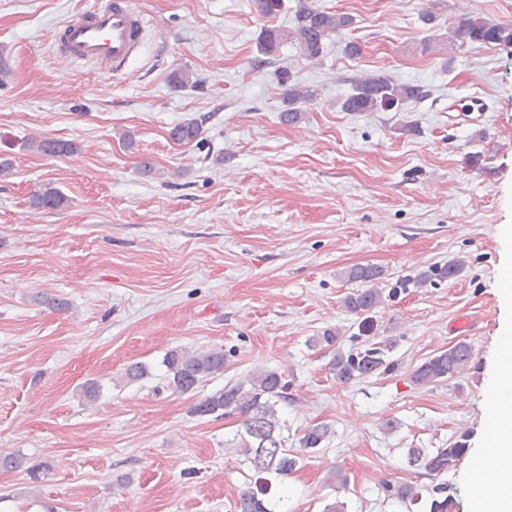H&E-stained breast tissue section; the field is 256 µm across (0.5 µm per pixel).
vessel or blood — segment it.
Segmentation results:
<instances>
[{"mask_svg":"<svg viewBox=\"0 0 512 512\" xmlns=\"http://www.w3.org/2000/svg\"><path fill=\"white\" fill-rule=\"evenodd\" d=\"M145 36L146 22L134 0H97L62 24L56 50L70 63L117 76L137 55Z\"/></svg>","mask_w":512,"mask_h":512,"instance_id":"obj_1","label":"vessel or blood"}]
</instances>
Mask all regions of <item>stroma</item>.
I'll use <instances>...</instances> for the list:
<instances>
[{"label":"stroma","instance_id":"35a3bbf8","mask_svg":"<svg viewBox=\"0 0 512 512\" xmlns=\"http://www.w3.org/2000/svg\"><path fill=\"white\" fill-rule=\"evenodd\" d=\"M95 2L0 0L10 70L0 158L13 164L0 177V451L51 467L37 484L0 471V512H235L251 476L225 446L240 420L191 409L268 369L290 386L280 411L289 442L309 426L332 429L273 483L289 512L335 501L346 512H427L423 500L409 511L387 501L382 487L429 485L409 449L463 435L469 452L441 479L455 512H472L512 254V47L418 46L431 34L425 11L444 29L473 13L512 24V0H315L353 23L312 61L286 42L266 58L257 50L264 29L291 26L296 0L269 17L255 0H135L148 32L115 77L54 51L57 28ZM348 40L361 55H346ZM177 70L193 83L173 87ZM377 72L429 95L399 112L343 111L353 81ZM289 84L315 92L293 125L280 120ZM474 94L486 112L449 119L452 101ZM192 119L201 135L173 142L171 128ZM34 138L79 150L41 156ZM145 158L155 174L140 172ZM47 183L64 204L30 208ZM456 260L453 278L395 289ZM367 264L391 294L365 318L344 300L358 288L348 271ZM327 330L346 350L390 341L395 369L340 384L331 348L314 343ZM463 339L470 368L415 382L419 364ZM175 347L223 351V374L188 394L164 389L160 363ZM137 362L152 377L121 383ZM91 381L102 386L92 404L82 396Z\"/></svg>","mask_w":512,"mask_h":512}]
</instances>
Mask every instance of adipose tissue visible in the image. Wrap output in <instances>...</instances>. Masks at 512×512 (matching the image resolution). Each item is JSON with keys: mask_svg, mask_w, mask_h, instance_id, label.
Returning a JSON list of instances; mask_svg holds the SVG:
<instances>
[{"mask_svg": "<svg viewBox=\"0 0 512 512\" xmlns=\"http://www.w3.org/2000/svg\"><path fill=\"white\" fill-rule=\"evenodd\" d=\"M502 334L488 384L484 445L490 453L481 466L473 512H512V321L503 324Z\"/></svg>", "mask_w": 512, "mask_h": 512, "instance_id": "obj_1", "label": "adipose tissue"}]
</instances>
